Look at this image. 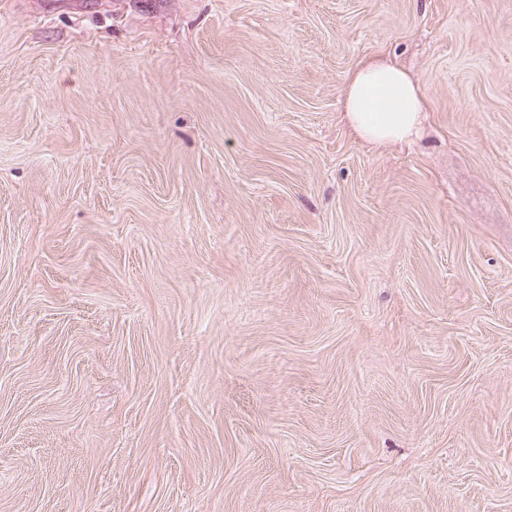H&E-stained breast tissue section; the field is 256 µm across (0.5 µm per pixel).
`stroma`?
<instances>
[{
    "label": "stroma",
    "instance_id": "1",
    "mask_svg": "<svg viewBox=\"0 0 512 512\" xmlns=\"http://www.w3.org/2000/svg\"><path fill=\"white\" fill-rule=\"evenodd\" d=\"M0 512H512V0H0ZM341 119L362 142L376 147L408 143L423 132V95L396 65L363 61L347 74Z\"/></svg>",
    "mask_w": 512,
    "mask_h": 512
}]
</instances>
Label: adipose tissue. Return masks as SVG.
Segmentation results:
<instances>
[{"label":"adipose tissue","instance_id":"1","mask_svg":"<svg viewBox=\"0 0 512 512\" xmlns=\"http://www.w3.org/2000/svg\"><path fill=\"white\" fill-rule=\"evenodd\" d=\"M423 95L414 78L396 65L363 61L347 74L341 118L362 142L386 147L423 132Z\"/></svg>","mask_w":512,"mask_h":512}]
</instances>
